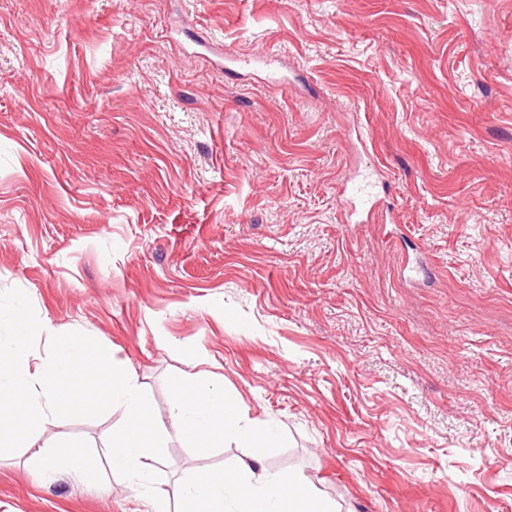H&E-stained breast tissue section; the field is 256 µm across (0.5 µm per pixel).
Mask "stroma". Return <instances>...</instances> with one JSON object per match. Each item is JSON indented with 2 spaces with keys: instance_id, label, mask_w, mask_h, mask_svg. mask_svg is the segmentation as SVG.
Returning <instances> with one entry per match:
<instances>
[{
  "instance_id": "stroma-1",
  "label": "stroma",
  "mask_w": 512,
  "mask_h": 512,
  "mask_svg": "<svg viewBox=\"0 0 512 512\" xmlns=\"http://www.w3.org/2000/svg\"><path fill=\"white\" fill-rule=\"evenodd\" d=\"M375 166L394 223H346ZM11 288L36 354L91 336L164 426L167 377L207 371L338 512H512V0H0ZM121 422L51 416L36 443L100 459ZM250 455L174 437L167 512ZM146 499L0 455V512Z\"/></svg>"
}]
</instances>
